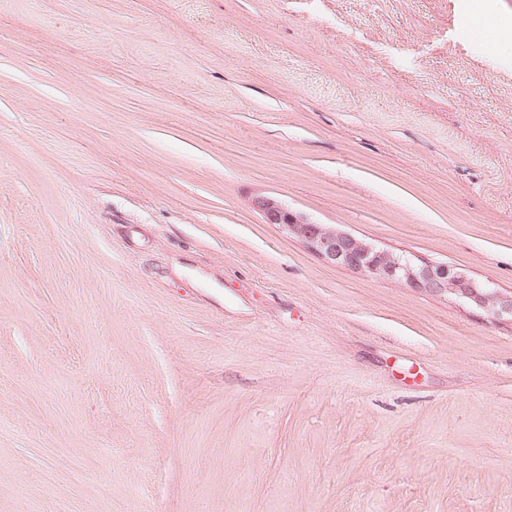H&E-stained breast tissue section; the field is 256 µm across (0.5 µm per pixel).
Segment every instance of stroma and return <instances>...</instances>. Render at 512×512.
Wrapping results in <instances>:
<instances>
[{
    "label": "stroma",
    "instance_id": "35a3bbf8",
    "mask_svg": "<svg viewBox=\"0 0 512 512\" xmlns=\"http://www.w3.org/2000/svg\"><path fill=\"white\" fill-rule=\"evenodd\" d=\"M512 63L461 0H0V512H512ZM251 207L263 223L272 224L289 238L299 240L328 264L359 271L374 281L398 282L434 297L463 302L494 319H512L511 290L502 291L488 282L471 278L448 263L422 262L378 248L335 224L314 222L269 195L254 196Z\"/></svg>",
    "mask_w": 512,
    "mask_h": 512
}]
</instances>
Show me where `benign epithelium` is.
Returning a JSON list of instances; mask_svg holds the SVG:
<instances>
[{"label": "benign epithelium", "mask_w": 512, "mask_h": 512, "mask_svg": "<svg viewBox=\"0 0 512 512\" xmlns=\"http://www.w3.org/2000/svg\"><path fill=\"white\" fill-rule=\"evenodd\" d=\"M263 223L272 224L302 242L325 262L361 272L374 281L402 283L439 298H450L480 310L494 319L512 318V291L471 278L446 263L418 261L411 256L381 249L341 230L320 224L264 194L251 199Z\"/></svg>", "instance_id": "benign-epithelium-1"}]
</instances>
